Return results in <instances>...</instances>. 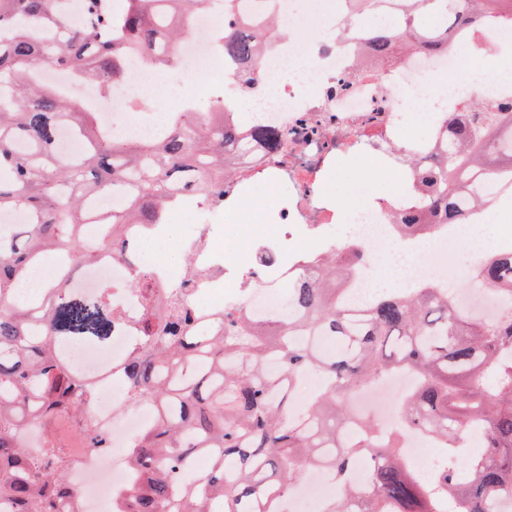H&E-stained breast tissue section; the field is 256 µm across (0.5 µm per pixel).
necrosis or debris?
I'll return each instance as SVG.
<instances>
[{
  "label": "necrosis or debris",
  "instance_id": "4bbe7bcc",
  "mask_svg": "<svg viewBox=\"0 0 512 512\" xmlns=\"http://www.w3.org/2000/svg\"><path fill=\"white\" fill-rule=\"evenodd\" d=\"M235 13H225L221 0H203L193 17V35L182 42L171 64L147 63L132 59L126 79L108 89L93 81H75L69 72L44 69L43 80L60 84L96 106L104 120L112 121L116 139L149 141L155 128L167 125L173 114L192 107L200 112H237L241 107L264 115L266 125L286 133L287 143L279 160L268 163L279 184L288 188V196L271 216L281 230L277 236L259 239L252 249V268L262 270L265 280L283 279L282 266L275 257L294 249L300 234H308L319 254L335 252V240L323 236L326 225L337 224L345 215L328 198L325 181L336 160L343 155L385 154L396 135L394 114L405 106L432 115L434 129H441L442 115L433 103L446 98L450 106L459 107L470 100L467 90L442 84L441 76L456 70L484 35L499 37L512 25L496 23L491 32L468 29L454 34L448 48L437 54L420 50L408 52L397 67L378 66L370 50L371 30L350 8L349 0H332L326 9H318L316 0H236ZM299 29L319 28L323 37L293 42L280 38L279 23ZM249 25L263 35L256 58L262 79L247 90V101L225 94L224 88L234 79L238 64L229 61L215 46L224 31ZM180 81H173V74ZM150 104L148 116L132 117V110ZM433 138L407 145L415 166L404 170L401 180L385 196H375L360 206L352 235L368 247L394 255L401 250L415 253L416 259L406 274L407 282L419 281L431 274L437 283L457 287V304L465 310L493 315L498 309L496 298L487 291L477 298L460 294L459 289L473 283L478 271L474 262L459 263L456 255L464 242L459 226L445 225L425 235L404 238L395 217L413 197V186L425 183L429 172L423 163L434 152ZM219 209L205 200L192 204L190 221L182 225L171 248L193 255L198 274L188 278L185 269L170 267L160 261L149 246L152 239L137 225L127 227L126 239L135 247L138 265L158 273L161 292L188 288L191 309L201 317L220 312L222 300L212 298L211 284L223 277H237L229 254L213 246L212 222ZM32 271L38 283L62 281L72 290L97 294L111 287L112 301L125 313L116 327L111 345L84 347L77 362L85 374L95 377L96 387L90 401L91 415L110 436V447L85 448L81 442L69 441L74 466L71 482L79 493L81 512L115 499L118 485L126 479L129 444L133 436L155 416L150 404L119 412L126 400V389L113 381L111 367L122 358L130 343V324L139 310L137 296L124 289L131 274L129 266L99 255L87 265L83 276L71 278L67 267L57 257L47 256ZM415 380L398 374L389 375L360 390L355 400L369 407L383 430H402L401 453L412 465L431 472L441 460L440 453L423 435L406 431L394 412V393L409 394Z\"/></svg>",
  "mask_w": 512,
  "mask_h": 512
}]
</instances>
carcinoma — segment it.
I'll use <instances>...</instances> for the list:
<instances>
[{
	"instance_id": "cac0c4a2",
	"label": "carcinoma",
	"mask_w": 512,
	"mask_h": 512,
	"mask_svg": "<svg viewBox=\"0 0 512 512\" xmlns=\"http://www.w3.org/2000/svg\"><path fill=\"white\" fill-rule=\"evenodd\" d=\"M0 0V213L22 208L31 217L19 232L0 228V512H80L68 480L73 463L56 425L70 422L87 448H108L110 437L84 411L94 380L70 363L64 348L108 345L119 311L112 289L87 296L51 283L37 297L20 286L32 265L63 255L77 265L96 255L83 238L86 196L123 184L127 206L112 213V234L99 244L125 259L124 229L141 224L158 232L171 204L208 193L224 197L244 151L243 123L222 112L175 113L151 142H117L93 105L62 86L41 82L52 65L108 87L122 79L131 56L163 63L191 33L201 0ZM395 28L374 30L376 56L448 49L450 34L479 24L490 0L466 13L455 0H406ZM453 14L429 28V14ZM252 33L224 36V50L241 64L255 54ZM512 99L467 103L447 112L451 134L437 141L434 180L417 188L419 206L398 215L405 230L464 224L456 194L476 169L512 173ZM67 125L89 144L77 161L54 151ZM268 152L280 154L286 135L253 126ZM369 248L348 243L334 259H316L308 272L291 271L288 299L297 317L258 322L238 307L222 312L221 331L195 316L188 296L174 293L162 311L151 279L137 272L124 288L142 309L135 336L119 365L129 405L146 401L156 418L133 439V479L121 484L116 512H281L280 501L308 468L323 465L344 487L321 512H490L498 494L512 495V250L486 257L477 283L493 292L497 316L462 310L451 291L431 284L389 289L359 308L336 278H347ZM390 372L414 376L404 401L405 429L431 439L445 463L423 478L401 455L399 438L376 439L372 422L355 418L350 401L361 387ZM321 385L311 403L292 409L288 397L303 376ZM40 443L26 447L28 427ZM210 466L182 474L197 457ZM373 463L362 488L349 483L357 458Z\"/></svg>"
}]
</instances>
